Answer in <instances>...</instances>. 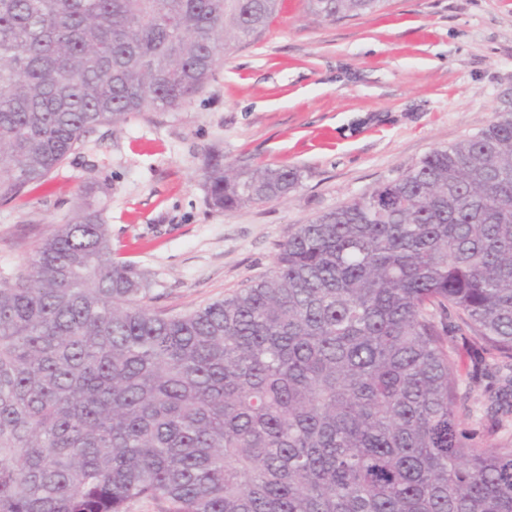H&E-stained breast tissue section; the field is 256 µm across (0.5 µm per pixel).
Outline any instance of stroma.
<instances>
[{"label": "stroma", "mask_w": 512, "mask_h": 512, "mask_svg": "<svg viewBox=\"0 0 512 512\" xmlns=\"http://www.w3.org/2000/svg\"><path fill=\"white\" fill-rule=\"evenodd\" d=\"M512 104V0H386L324 21L282 0L264 33L216 66L190 104L98 127L21 199L0 205V266L23 271L38 239L92 191L113 256L135 264L151 309L176 315L250 284L293 225L378 186L434 150L477 135ZM297 169L284 201L218 212L204 164ZM469 414L461 429L492 443L482 412L491 378L448 316Z\"/></svg>", "instance_id": "35a3bbf8"}]
</instances>
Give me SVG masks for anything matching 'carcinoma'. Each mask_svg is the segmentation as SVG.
Returning <instances> with one entry per match:
<instances>
[{
    "instance_id": "1",
    "label": "carcinoma",
    "mask_w": 512,
    "mask_h": 512,
    "mask_svg": "<svg viewBox=\"0 0 512 512\" xmlns=\"http://www.w3.org/2000/svg\"><path fill=\"white\" fill-rule=\"evenodd\" d=\"M280 0H0V205L100 126L177 110ZM383 0H306L336 20ZM206 202L301 175L213 153ZM90 196L0 267V512H512V440L459 429L446 316L512 416V109L298 224L261 280L178 315Z\"/></svg>"
}]
</instances>
